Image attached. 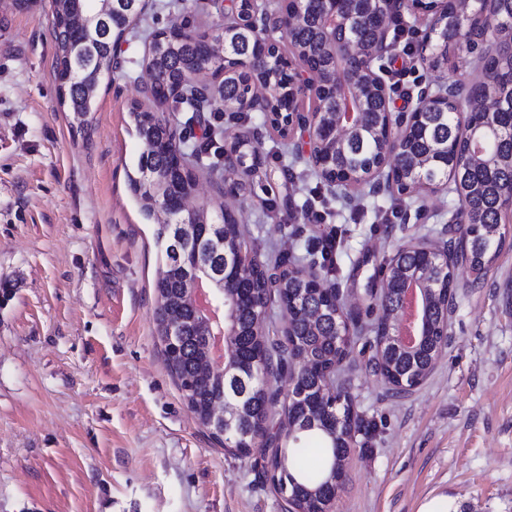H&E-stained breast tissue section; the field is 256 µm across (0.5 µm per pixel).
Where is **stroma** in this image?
I'll return each mask as SVG.
<instances>
[{"label": "stroma", "instance_id": "35a3bbf8", "mask_svg": "<svg viewBox=\"0 0 512 512\" xmlns=\"http://www.w3.org/2000/svg\"><path fill=\"white\" fill-rule=\"evenodd\" d=\"M189 18L218 21L202 0H144L87 116L58 102L51 0L28 11L0 6V512H287L259 478L266 457L229 452L204 428L167 372L155 290L157 223L129 188L144 150L129 114L141 99L151 30ZM414 108L419 91L457 79L420 58L388 67ZM164 110L198 160L202 198L232 209L264 258L303 257L337 284L349 311L370 324L362 254L386 257L403 242L441 246L458 207L446 190L402 197L368 185L327 184L308 133L281 139L260 112L238 121L214 107ZM259 147L254 172L226 158ZM244 181L237 194L228 184ZM276 198V209L266 201ZM326 209L340 239L325 273ZM397 211L394 223L379 214ZM484 287L457 269L448 344L421 384L394 397L369 373L371 332L340 381L370 427L356 435L333 512H419L444 495L450 512H512V224Z\"/></svg>", "mask_w": 512, "mask_h": 512}]
</instances>
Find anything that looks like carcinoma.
I'll return each instance as SVG.
<instances>
[{
	"instance_id": "obj_1",
	"label": "carcinoma",
	"mask_w": 512,
	"mask_h": 512,
	"mask_svg": "<svg viewBox=\"0 0 512 512\" xmlns=\"http://www.w3.org/2000/svg\"><path fill=\"white\" fill-rule=\"evenodd\" d=\"M80 7L83 14L96 16L94 0H52L53 32L57 46L56 74H71L66 87L69 111L83 104L84 79L94 73L112 75L115 50L126 29L129 11L142 10V0H132V9L120 5L106 18L102 34L93 37V43L83 42V31L64 21L71 10ZM380 31L378 19L361 14L356 21V34L367 45L375 42ZM169 37L151 45L149 68L151 71L152 102L160 106L177 98L195 112L204 105H217L222 111L237 115L235 107L241 99L264 96L265 77L257 82L238 73L240 60L255 54L262 37L252 35L242 45H230L225 57L215 58L208 49V40L224 38V24L216 25L213 34L206 36L194 29L187 19L160 30ZM496 46V53L512 46V0H497L493 11L476 14L472 27L463 28L448 36L447 44H439L440 55L455 51L457 44L466 43L475 50L479 42ZM288 52L270 56L272 64L266 74L273 75L272 84L280 88L279 95L268 101L263 113L286 112L293 103L289 58L314 65L321 71L330 68L332 57L319 27V5L308 7L300 25L285 35ZM212 69L220 77V89L211 92L194 84V74L201 69ZM483 73L492 82L499 98V109L487 117L470 112L460 117L459 97L448 99L439 108L425 100L413 111V123L398 130L393 138L402 153L426 155V166L414 173L405 172L400 165L387 175V187L399 195L411 194L425 186L449 185V192L458 200L457 225H448L453 237L448 239V284L435 288V297L425 310L426 331L410 350L391 349L384 362L377 356L367 361V368L377 376L394 395H401L422 382L433 370L437 353L448 338V296L457 288L456 270L465 267L475 273L468 282L470 288H481L485 277L503 249V236L493 240L484 238L487 224L507 222L505 193L512 189V167L492 165L477 168L470 163V153L483 151L490 156L512 154V79L500 71L496 58H484ZM373 119L370 130L359 137H350L345 147L336 153V162L319 169L321 178L329 184L336 181V172H363L377 165L388 154L387 117L382 94L371 95ZM137 136L147 149L139 157L137 177L130 179V187L140 200L151 199L161 184L171 193V206L185 194L194 182L185 166L180 148V137L171 126L164 112L144 109L138 103L130 107ZM210 226L202 229L210 234L211 225H219V232L229 244L245 253L247 264L232 281L234 297H226L231 313L226 322L232 333L236 351L235 365L223 378H205L199 374V361L206 347V333L194 312L190 298V280L187 270L195 264L194 248H173L174 228L159 225L157 239L165 241V276L156 280L158 293L157 324L176 322L181 327V340L164 345L163 355L167 370L176 379L189 407L200 424L208 426L215 406L226 399H242L247 406L243 421L249 437L233 442L238 456L249 454L253 441H264L269 451L267 464L272 470L275 492L288 500L298 512H326L338 491L344 485L341 477L329 482L327 477L334 459L347 452L350 433L364 428V419L351 414L354 396L344 387L336 388L335 395L316 403L335 422L311 419L313 406L297 397V389H312L323 383L325 376L339 373L350 363L354 338L342 339L336 335L339 326L359 333L358 320L351 312L341 311L338 316L323 314L314 321L306 319L304 306L321 309L329 299L337 298L339 291L332 286L322 292L311 282L298 276V264L288 256L261 259L239 228L232 223L224 208L206 205ZM399 264L410 270L426 258L420 251L400 246ZM371 303L369 311H378L373 332L378 336L385 312L401 307L397 288L380 287L379 292L367 290ZM276 304L291 313L288 330H278L267 323L257 326L254 310L259 306ZM294 365L308 368L296 376L294 389L272 391L266 381L251 377L246 371L254 367L257 374L276 375L288 380V369ZM292 415L296 422L293 431L277 428L271 420L275 407ZM320 444L321 463L316 468H306L300 462L305 440Z\"/></svg>"
}]
</instances>
